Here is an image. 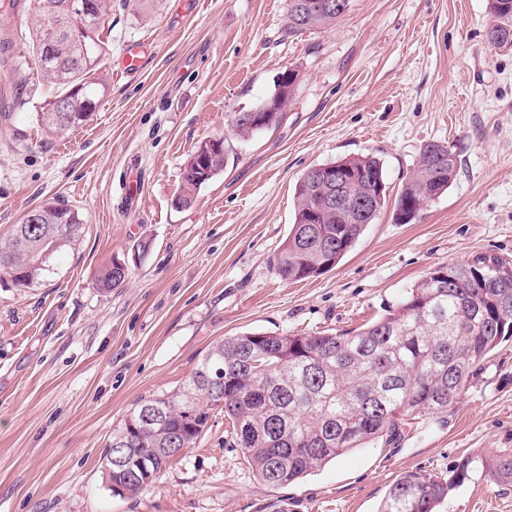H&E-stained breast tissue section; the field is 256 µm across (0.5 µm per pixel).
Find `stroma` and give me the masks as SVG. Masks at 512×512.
Returning <instances> with one entry per match:
<instances>
[{"instance_id":"obj_1","label":"stroma","mask_w":512,"mask_h":512,"mask_svg":"<svg viewBox=\"0 0 512 512\" xmlns=\"http://www.w3.org/2000/svg\"><path fill=\"white\" fill-rule=\"evenodd\" d=\"M34 0L0 16V242L28 210H79L83 243L57 275L14 287L0 272V512H378L409 471L446 477L462 456L512 448V339L447 413L400 440L357 448L281 488L260 483L223 418L136 497L101 482L100 458L136 403L182 385L215 341L247 332H347L384 314L435 267L492 253L512 262V49L492 47L488 0H351L336 25L288 35V0H112L89 121L60 136L38 121L52 93L28 44ZM150 43L133 78L124 45ZM298 73L283 122L237 139L234 112ZM224 170L174 204L184 163L212 137ZM450 147L452 186L408 224L386 205L328 273L281 280L272 258L311 166L381 160L389 196L422 148ZM127 262L118 288L98 269ZM436 512H512V487L481 472Z\"/></svg>"}]
</instances>
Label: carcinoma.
Instances as JSON below:
<instances>
[{
    "label": "carcinoma",
    "mask_w": 512,
    "mask_h": 512,
    "mask_svg": "<svg viewBox=\"0 0 512 512\" xmlns=\"http://www.w3.org/2000/svg\"><path fill=\"white\" fill-rule=\"evenodd\" d=\"M315 0H288V34L336 24L340 11L307 7ZM491 23L487 38L495 48L512 47V0H489ZM68 16L39 11L30 31L31 48L41 74L55 92L39 113L49 135L58 136L82 125L86 112L99 104L107 89L99 76L107 53L96 33L97 54L85 59L70 33ZM55 42L61 55L77 58L64 72L48 71L40 58L42 41ZM265 104H277L266 128L278 126L288 99L274 87ZM195 156L209 159V176L185 165L178 192L181 206H191L201 187L224 170L228 147L215 150L199 144ZM331 166L347 176L345 201L368 198L359 212L320 208L325 188L314 186L303 173L295 186L294 222L273 257L283 281L319 277L332 270L374 223L387 202L383 164L374 157L342 158ZM458 162L447 146L425 145L416 172L395 199L396 219L410 223L424 204L454 182ZM42 223L17 224L0 243V270L15 286L34 288L55 272L60 255L80 245L85 225L80 213L56 202L39 206ZM318 223H306L308 213ZM489 256L464 264L440 266L407 291L376 320L353 331L303 335L248 332L216 342L183 384L170 392L140 401L113 429L104 454L131 448L146 468L126 485L133 497L152 483L173 460L168 448L191 447L203 437L213 417L229 424L230 445L241 449L256 478L269 487H284L323 468L346 452L380 439L400 435L411 420L444 414L465 391L470 374L506 338L512 337V268ZM445 271L448 278L435 277ZM126 275L111 263L100 269L97 285H121ZM224 388V406L216 389ZM153 406L160 418L134 432L141 409ZM480 470L494 482L512 486V448H493L466 455L453 481L411 471L394 481L379 512H434L452 482Z\"/></svg>",
    "instance_id": "carcinoma-1"
}]
</instances>
